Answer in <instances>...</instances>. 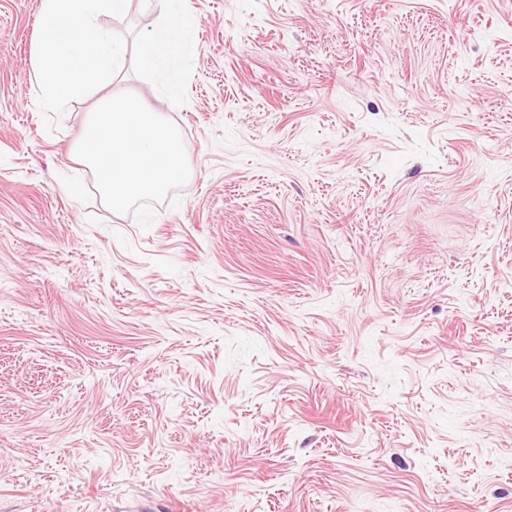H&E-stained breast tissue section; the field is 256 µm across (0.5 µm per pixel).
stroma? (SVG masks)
<instances>
[{
  "instance_id": "35a3bbf8",
  "label": "stroma",
  "mask_w": 512,
  "mask_h": 512,
  "mask_svg": "<svg viewBox=\"0 0 512 512\" xmlns=\"http://www.w3.org/2000/svg\"><path fill=\"white\" fill-rule=\"evenodd\" d=\"M0 0V512H512V0H129L141 228ZM197 24L169 95L134 61Z\"/></svg>"
}]
</instances>
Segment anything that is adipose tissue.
<instances>
[{"instance_id": "adipose-tissue-1", "label": "adipose tissue", "mask_w": 512, "mask_h": 512, "mask_svg": "<svg viewBox=\"0 0 512 512\" xmlns=\"http://www.w3.org/2000/svg\"><path fill=\"white\" fill-rule=\"evenodd\" d=\"M126 0H43L41 36L34 54L40 97L62 104L89 88L123 80L126 50L101 23L123 12ZM195 23L184 17L158 16L138 45L142 69L179 82L170 71L174 60L194 55Z\"/></svg>"}]
</instances>
